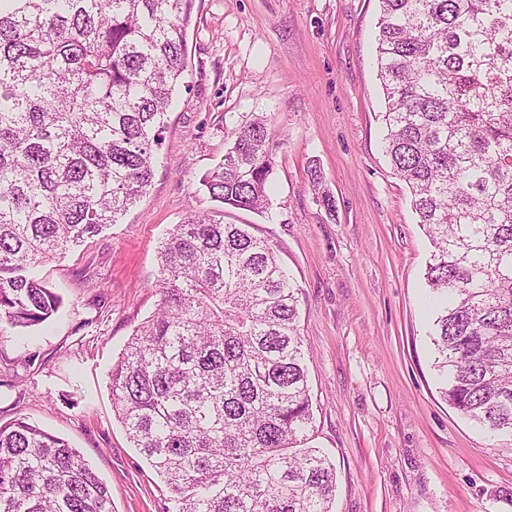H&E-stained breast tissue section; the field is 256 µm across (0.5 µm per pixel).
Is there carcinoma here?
Returning a JSON list of instances; mask_svg holds the SVG:
<instances>
[{
	"label": "carcinoma",
	"instance_id": "1",
	"mask_svg": "<svg viewBox=\"0 0 512 512\" xmlns=\"http://www.w3.org/2000/svg\"><path fill=\"white\" fill-rule=\"evenodd\" d=\"M386 154L435 253L441 395L512 434V0H380ZM195 0H0V323L49 320L39 267L98 234L153 178L187 68ZM268 119L201 179L269 209ZM160 302L109 373L112 408L167 512H334L335 470L303 448L313 411L298 287L249 224L189 217L158 247ZM0 512H112L81 452L0 427Z\"/></svg>",
	"mask_w": 512,
	"mask_h": 512
}]
</instances>
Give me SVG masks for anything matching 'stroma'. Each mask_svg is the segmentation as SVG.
<instances>
[{
	"instance_id": "1",
	"label": "stroma",
	"mask_w": 512,
	"mask_h": 512,
	"mask_svg": "<svg viewBox=\"0 0 512 512\" xmlns=\"http://www.w3.org/2000/svg\"><path fill=\"white\" fill-rule=\"evenodd\" d=\"M379 21V0H196L146 193L38 270L62 300L53 319L0 323V427L23 418L67 440L108 484L112 512H165L169 492L116 420L108 372L160 301L159 243L222 211L201 178L257 113L269 119L272 206L224 220L252 225L299 287L308 445L336 468V512H512V436L439 393L433 247L384 152Z\"/></svg>"
}]
</instances>
